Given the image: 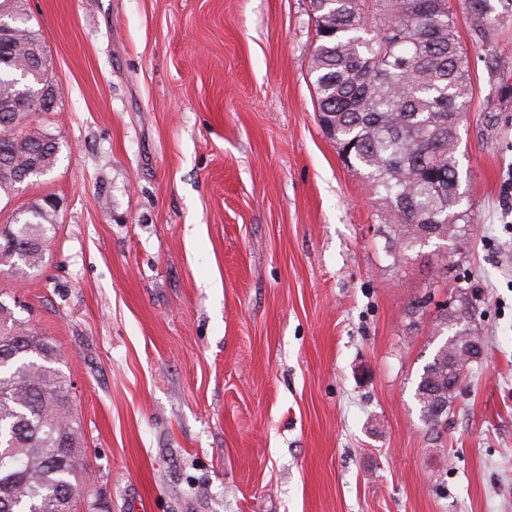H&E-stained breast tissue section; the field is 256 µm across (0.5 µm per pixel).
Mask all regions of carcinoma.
Returning <instances> with one entry per match:
<instances>
[{
    "label": "carcinoma",
    "mask_w": 512,
    "mask_h": 512,
    "mask_svg": "<svg viewBox=\"0 0 512 512\" xmlns=\"http://www.w3.org/2000/svg\"><path fill=\"white\" fill-rule=\"evenodd\" d=\"M474 21L475 40L489 43L503 14L491 0H460ZM315 43L309 63L319 119L347 164L378 196V220L391 228L393 263L430 241L463 237L474 215L460 205L457 153L460 126L472 101L471 62L450 0H310ZM0 197L51 172L56 138L29 122L54 87L39 31L26 0H0ZM54 205L44 199L0 228V272L22 277L44 262L55 230ZM16 301L0 299V512H58L66 499L94 512L87 491L84 440L73 387L46 354L51 340L18 316ZM473 307L459 300L453 334L437 349L415 388L420 420L441 433L448 409L472 364L456 341L472 331Z\"/></svg>",
    "instance_id": "obj_1"
}]
</instances>
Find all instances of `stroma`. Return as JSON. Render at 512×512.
<instances>
[{
	"label": "stroma",
	"instance_id": "1",
	"mask_svg": "<svg viewBox=\"0 0 512 512\" xmlns=\"http://www.w3.org/2000/svg\"><path fill=\"white\" fill-rule=\"evenodd\" d=\"M55 237L0 294L63 356L102 512H512V20L473 67L462 243L397 264L322 132L309 0H28ZM465 287L481 353L431 434L415 382ZM427 306L409 315L411 305Z\"/></svg>",
	"mask_w": 512,
	"mask_h": 512
}]
</instances>
